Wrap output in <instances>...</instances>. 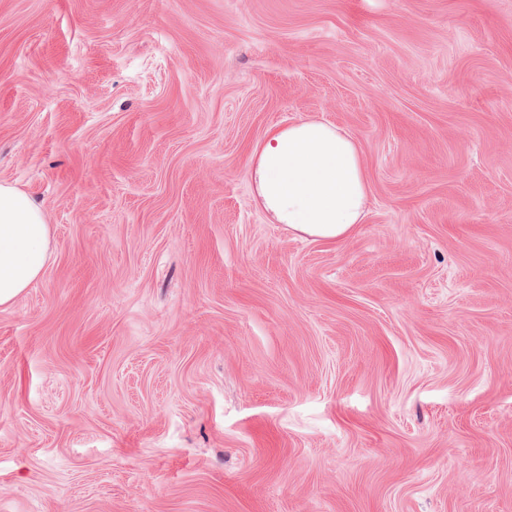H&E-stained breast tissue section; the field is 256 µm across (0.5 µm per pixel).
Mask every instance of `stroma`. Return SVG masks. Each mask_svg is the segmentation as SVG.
<instances>
[{"label": "stroma", "instance_id": "stroma-1", "mask_svg": "<svg viewBox=\"0 0 512 512\" xmlns=\"http://www.w3.org/2000/svg\"><path fill=\"white\" fill-rule=\"evenodd\" d=\"M357 140L346 240L251 152ZM0 512H512V0H0ZM256 196L273 224L343 240L363 224L368 183L356 139L303 119L269 130L250 156ZM48 258L49 228L42 207L17 186L0 181V306L36 284Z\"/></svg>", "mask_w": 512, "mask_h": 512}]
</instances>
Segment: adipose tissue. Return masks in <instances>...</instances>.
<instances>
[{"instance_id": "obj_1", "label": "adipose tissue", "mask_w": 512, "mask_h": 512, "mask_svg": "<svg viewBox=\"0 0 512 512\" xmlns=\"http://www.w3.org/2000/svg\"><path fill=\"white\" fill-rule=\"evenodd\" d=\"M256 196L272 223L313 238L342 240L363 223L368 183L356 139L304 119L269 130L250 156ZM49 228L42 207L0 181V306L43 276Z\"/></svg>"}]
</instances>
